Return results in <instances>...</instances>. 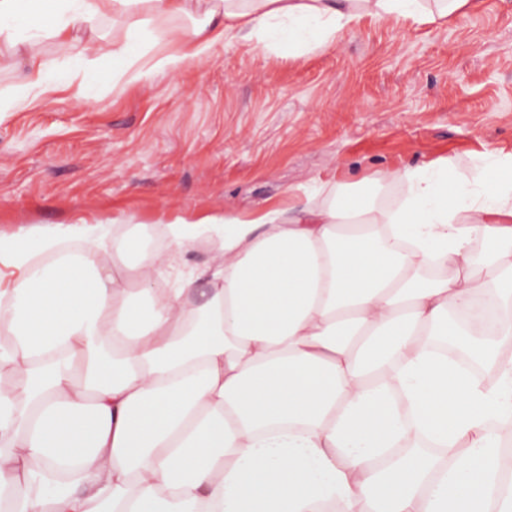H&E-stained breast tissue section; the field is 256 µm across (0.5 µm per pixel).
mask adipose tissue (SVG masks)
Listing matches in <instances>:
<instances>
[{"mask_svg":"<svg viewBox=\"0 0 512 512\" xmlns=\"http://www.w3.org/2000/svg\"><path fill=\"white\" fill-rule=\"evenodd\" d=\"M469 0H0L22 91L49 89L40 43L72 20L123 21L114 78L203 61L225 35L293 55L363 17L437 24ZM188 16L155 54L158 20ZM509 177L405 169L394 207L344 191L245 218L107 242L101 223L0 233V496L16 512H512V153ZM214 256L182 269L187 245ZM487 245L474 263L473 240ZM452 277H426L435 267ZM181 271L182 285L163 275ZM211 287L205 302L190 292ZM503 312L496 338L465 318Z\"/></svg>","mask_w":512,"mask_h":512,"instance_id":"1","label":"adipose tissue"}]
</instances>
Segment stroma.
Here are the masks:
<instances>
[{
  "label": "stroma",
  "instance_id": "obj_1",
  "mask_svg": "<svg viewBox=\"0 0 512 512\" xmlns=\"http://www.w3.org/2000/svg\"><path fill=\"white\" fill-rule=\"evenodd\" d=\"M123 34L109 16L75 24V51L97 46L80 70L43 40L54 87L22 98L21 59L0 40V232L83 218L147 246L180 217L319 202L333 182L390 203L403 169L512 152V0H469L443 25L366 17L297 58L230 35L204 63L121 88Z\"/></svg>",
  "mask_w": 512,
  "mask_h": 512
}]
</instances>
